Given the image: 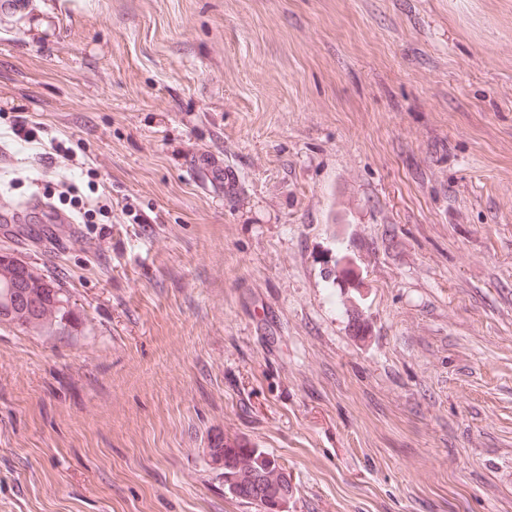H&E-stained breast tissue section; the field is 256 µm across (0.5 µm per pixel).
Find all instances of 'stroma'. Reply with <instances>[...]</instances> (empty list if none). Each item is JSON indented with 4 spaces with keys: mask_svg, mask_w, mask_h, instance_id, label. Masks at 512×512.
Listing matches in <instances>:
<instances>
[{
    "mask_svg": "<svg viewBox=\"0 0 512 512\" xmlns=\"http://www.w3.org/2000/svg\"><path fill=\"white\" fill-rule=\"evenodd\" d=\"M58 181L112 213L0 230L79 315L0 326V512H260L234 437L288 512H512V0H39L0 197ZM208 456L224 475V487L232 497L256 505L259 498L261 511L269 507L265 501L284 504L286 508L293 487L274 456L241 438L215 443L208 448ZM219 462L221 465L217 466Z\"/></svg>",
    "mask_w": 512,
    "mask_h": 512,
    "instance_id": "stroma-1",
    "label": "stroma"
}]
</instances>
